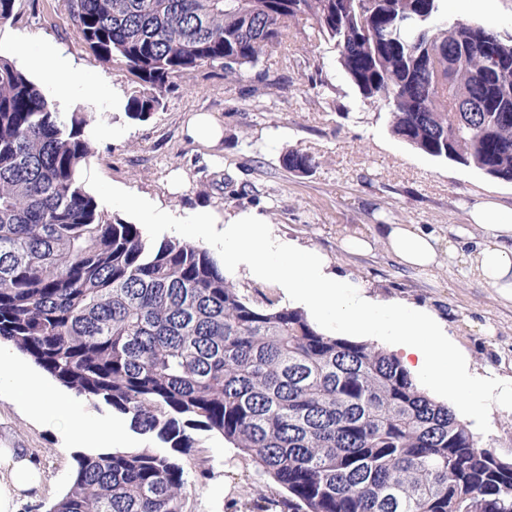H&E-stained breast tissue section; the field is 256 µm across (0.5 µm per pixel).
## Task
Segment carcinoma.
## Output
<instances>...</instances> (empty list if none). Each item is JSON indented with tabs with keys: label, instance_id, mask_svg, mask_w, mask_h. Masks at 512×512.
Instances as JSON below:
<instances>
[{
	"label": "carcinoma",
	"instance_id": "cac0c4a2",
	"mask_svg": "<svg viewBox=\"0 0 512 512\" xmlns=\"http://www.w3.org/2000/svg\"><path fill=\"white\" fill-rule=\"evenodd\" d=\"M69 0L87 48L143 90L145 121L189 69L236 74L291 27L333 46L363 105L414 149L512 183V36L440 20L447 0ZM92 113L61 112L0 55V339L163 450L75 456L49 512H187L198 433L268 479L246 512H512V461L398 358L254 304L204 248L106 217L87 191ZM284 167L307 174L299 151Z\"/></svg>",
	"mask_w": 512,
	"mask_h": 512
}]
</instances>
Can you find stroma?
Masks as SVG:
<instances>
[{"instance_id": "1", "label": "stroma", "mask_w": 512, "mask_h": 512, "mask_svg": "<svg viewBox=\"0 0 512 512\" xmlns=\"http://www.w3.org/2000/svg\"><path fill=\"white\" fill-rule=\"evenodd\" d=\"M447 18L512 36V0H448ZM45 50L69 63L62 78L32 67L31 56ZM0 54L28 69L60 111L81 106L93 112L95 155L85 176L108 217L139 223L138 213L112 196L139 197L161 215L149 234L203 246L220 261L223 227L214 224L198 235V213L229 217L255 210L265 215L275 236L327 255L372 299L432 310L447 323L450 341L467 356L470 373L488 393L471 401L433 389L430 397L449 402L466 421L481 412V444L512 460V409L496 398L497 384L512 379V303L455 262L422 272L398 263L381 240L363 254L342 247L344 231L357 227L372 232L381 224H421L454 233L468 224L470 210L480 202L493 200L511 211L512 183L430 157L394 137L387 112L362 105L332 46H311L299 33L289 55L271 50L260 65L237 75L208 68L184 72L145 121L125 114L134 77L86 48L70 21L68 0H17L13 22L0 28ZM318 78L328 86L315 92L311 85ZM197 112L221 122L220 143L205 147L187 137L185 122ZM116 128L121 136H113ZM291 150L314 155L317 168L305 175L289 172L282 157ZM175 171L185 181L178 194L168 189ZM176 223L182 232L173 231ZM11 355L22 369L39 373L56 397L70 399L72 416L93 429L74 438L67 420L35 419L9 391H0V447L25 449L45 473L39 494L20 502L18 512H48L71 487L76 454L111 451L112 442L99 438V431L119 428L125 448L153 446L150 436L132 431L110 407L76 396L38 372L19 350ZM202 443L211 474L189 486L190 512H235L236 499L254 496L263 480L235 461L221 437L206 434Z\"/></svg>"}]
</instances>
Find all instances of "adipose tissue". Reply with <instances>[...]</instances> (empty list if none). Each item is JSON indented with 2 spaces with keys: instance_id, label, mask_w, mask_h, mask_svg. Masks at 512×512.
<instances>
[{
  "instance_id": "1",
  "label": "adipose tissue",
  "mask_w": 512,
  "mask_h": 512,
  "mask_svg": "<svg viewBox=\"0 0 512 512\" xmlns=\"http://www.w3.org/2000/svg\"><path fill=\"white\" fill-rule=\"evenodd\" d=\"M471 218L473 230H459L453 242L441 231L417 224H388L382 232L400 264L428 268L445 253L460 258L470 272L512 301V213L487 201L475 207ZM197 222L203 228L223 224L224 256L230 267L244 265L258 278L281 282L292 297L338 330L393 337L411 376L458 396L476 391L464 354L449 343L444 323L432 311L359 294L347 275L332 271L320 251L272 236L257 212H241L225 221L207 213ZM2 389L16 393L24 409L37 418L50 407L58 413L67 410L66 404H51L42 381L15 368L10 353L0 348ZM44 481L42 468L23 450L0 448V512H15L18 501L40 490Z\"/></svg>"
}]
</instances>
